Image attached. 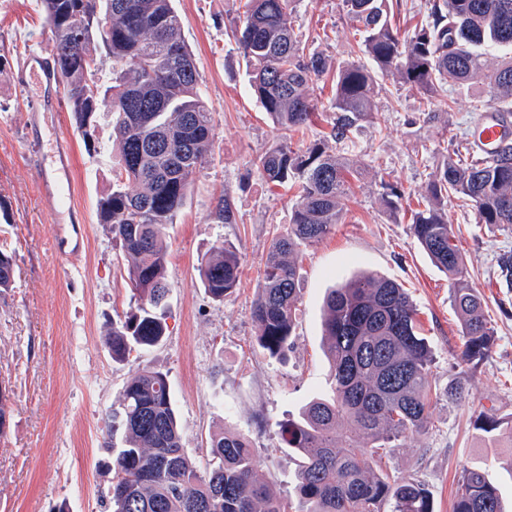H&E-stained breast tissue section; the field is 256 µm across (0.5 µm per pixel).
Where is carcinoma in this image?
<instances>
[{
	"label": "carcinoma",
	"instance_id": "cac0c4a2",
	"mask_svg": "<svg viewBox=\"0 0 512 512\" xmlns=\"http://www.w3.org/2000/svg\"><path fill=\"white\" fill-rule=\"evenodd\" d=\"M292 0H245L238 49L250 68V87L265 112L286 132L311 121L317 83L330 69L295 34ZM428 19L410 35L388 19L384 0H343L367 62L336 67L331 137L349 141L373 118L374 74L380 72L436 97L451 84L485 76L484 57L503 53L489 76V105L512 112V0H428ZM52 32L53 75L83 142L96 138V116L108 112L121 148L112 186L96 205L98 223L121 247L137 308L112 323L105 337L112 360L123 362L163 342L169 254L166 225L184 206L214 137L212 112L182 34L172 0H42ZM112 59L105 81L95 78L101 59ZM274 184L291 183L299 204L288 233L272 242L251 308L255 344L270 359H285L294 336L299 299L294 261L302 248L325 238L342 221L349 186L346 162L317 143L304 152L288 139L256 159ZM475 203L478 223L512 226V144L447 161L427 183L410 230L432 262L453 281L452 303L462 324L460 359L482 361L494 329L482 294L464 283L465 263L451 243L448 196ZM243 256L224 242L201 259L199 278L216 302L237 288ZM14 278L12 254L0 250V288ZM323 336L333 393L308 402L280 424L283 442L297 456L298 512H434L421 484L381 470V452L424 434L432 401L463 397L458 385L438 392L433 355L420 333L416 308L399 283L359 273L324 300ZM505 420L487 411L475 419L489 441ZM107 437L122 434L112 455L105 512H289L257 476L255 448L244 434L219 430L209 437L212 469L202 472L183 448L167 375L144 366L120 393V410L104 420ZM454 512H504L498 489L482 469L463 471Z\"/></svg>",
	"mask_w": 512,
	"mask_h": 512
}]
</instances>
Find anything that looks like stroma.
Returning <instances> with one entry per match:
<instances>
[{"label":"stroma","instance_id":"1","mask_svg":"<svg viewBox=\"0 0 512 512\" xmlns=\"http://www.w3.org/2000/svg\"><path fill=\"white\" fill-rule=\"evenodd\" d=\"M244 0H173L182 20L213 113L215 137L186 202L165 229L169 247L167 335L162 344L123 363L113 362L104 339L117 316L135 301L118 244L96 218V202L112 181L120 146L108 113L97 116L96 140L74 137L71 162L61 167L55 141L73 129L67 109L49 111L38 78L21 77L28 51H51L52 34L40 0H0V249L15 258L12 288L0 292V383L9 390V416L0 434V512H104L111 448L102 419L139 367L166 373L183 430V446L199 469L212 467L206 446L224 427L248 435L257 470L273 492L294 502L295 455L278 434L312 398L329 394L330 365L322 336L329 288L365 270L400 283L417 309L421 333L434 353L439 387L456 382L462 401L436 400L426 434L407 438L383 460L390 474L413 480L429 493L434 512H453L464 469H485L512 512V434L497 442L473 427L481 411L512 416V288L500 259L512 252V229L479 223L469 202L448 201L453 242L463 256L466 280L484 297L495 328L488 357L460 363L459 320L451 282L418 247L409 210L443 163L448 150L468 155L467 132L475 108L488 102L476 81L453 85L447 108L386 75H376L373 121L351 143L327 141L334 117L331 77L319 82V116L286 133L264 112L249 87V69L233 32ZM295 31L308 49L331 64L360 59L358 39L342 0H294ZM306 150L327 142L355 175L343 202V220L298 259L301 294L295 336L285 361L268 359L253 341L251 308L260 271L273 240L288 230L297 198L289 185L262 178L255 160L281 140ZM60 183L65 201L39 194L40 174ZM401 197L386 208L387 186ZM232 219L213 217L218 204ZM226 242L244 257L237 288L213 301L197 267L213 244ZM81 246L74 264L56 248Z\"/></svg>","mask_w":512,"mask_h":512}]
</instances>
